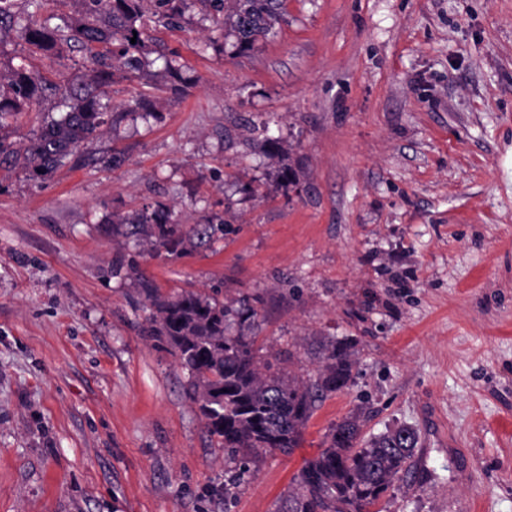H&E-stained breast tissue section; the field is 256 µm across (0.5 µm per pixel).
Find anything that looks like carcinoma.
Returning <instances> with one entry per match:
<instances>
[{
    "label": "carcinoma",
    "instance_id": "1",
    "mask_svg": "<svg viewBox=\"0 0 512 512\" xmlns=\"http://www.w3.org/2000/svg\"><path fill=\"white\" fill-rule=\"evenodd\" d=\"M35 0H0V45L18 30L31 58L57 55L73 47L87 64L72 79L54 81L21 63L0 72V168L42 182L78 161L80 148L112 127L116 111L107 102L116 78L142 77L149 61L146 21L178 26L188 0H74L76 10L59 23L31 10ZM215 25L234 42V53L253 51L280 24L286 0H199ZM136 43H130L131 38ZM38 126L23 142L13 139L18 119L33 110ZM253 147L272 160L273 178L286 187L297 173L286 160L280 139L265 136ZM142 233L150 249L178 254L181 246L212 243L227 221L213 216L187 229L173 222L162 204L132 215H112ZM143 306L148 310L143 334L170 348L187 375V390L197 405L212 445L224 449V462L238 473L224 483V502L234 498L249 464L272 451L300 446L303 429L329 395L348 389L357 360L342 340L325 344L319 366L298 379L278 359L256 346L252 330L259 317L246 300L219 299L197 291L165 295L139 273L131 260ZM362 417L351 412L332 423L323 448L304 462L278 512H370L395 484L404 480L418 446L417 432L397 426L368 440L361 438Z\"/></svg>",
    "mask_w": 512,
    "mask_h": 512
}]
</instances>
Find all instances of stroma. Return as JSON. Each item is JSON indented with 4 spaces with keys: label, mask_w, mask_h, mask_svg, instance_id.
Here are the masks:
<instances>
[{
    "label": "stroma",
    "mask_w": 512,
    "mask_h": 512,
    "mask_svg": "<svg viewBox=\"0 0 512 512\" xmlns=\"http://www.w3.org/2000/svg\"><path fill=\"white\" fill-rule=\"evenodd\" d=\"M148 33L182 81L109 97L153 115L42 183L0 169V512H276L361 403L364 437L420 439L371 512H512V0H288L244 55L196 6ZM253 126L291 148L289 190ZM155 201L228 224L179 257L113 232ZM133 258L163 293L256 300L259 345L295 374L321 338L354 344L350 388L232 505L185 374L142 334Z\"/></svg>",
    "instance_id": "1"
}]
</instances>
